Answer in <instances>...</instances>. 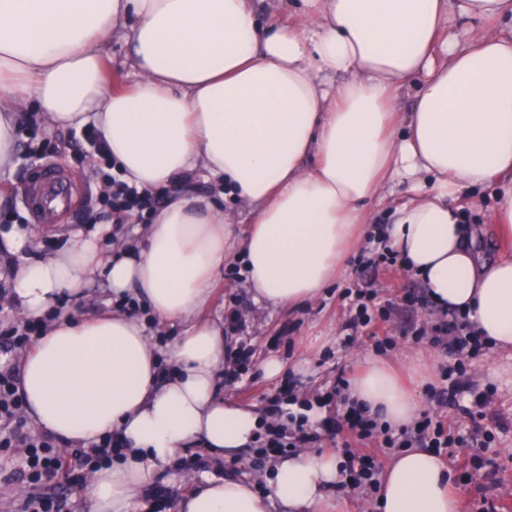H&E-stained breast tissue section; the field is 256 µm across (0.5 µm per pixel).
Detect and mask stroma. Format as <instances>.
Returning a JSON list of instances; mask_svg holds the SVG:
<instances>
[{
	"instance_id": "35a3bbf8",
	"label": "stroma",
	"mask_w": 512,
	"mask_h": 512,
	"mask_svg": "<svg viewBox=\"0 0 512 512\" xmlns=\"http://www.w3.org/2000/svg\"><path fill=\"white\" fill-rule=\"evenodd\" d=\"M18 148H25L30 132H37L46 144L48 162L65 170L71 178L72 209L60 216L58 224L36 223L21 198L28 189L33 170L23 159L0 166V193H9L15 207L11 224L26 229L36 256H46L70 241L74 231L90 233L94 226L86 221L85 194L89 187L100 186V179L88 169L82 154L70 141L71 132L42 122L35 109L18 112ZM460 204L469 223L481 226L483 232L477 242L479 251L494 257L503 242L491 231L495 201L490 190H476L463 195ZM388 243L367 240L359 252L347 258L346 273L332 281L321 296L312 302L294 306L259 304L246 285L242 275V254L234 252L226 258L216 272L212 298L202 311V317L222 318L228 310H237L244 322L242 334L228 338L230 347L248 342L250 357L240 380L232 385L220 384L221 399L234 401L241 406L265 412L269 399L293 396L292 412L311 405V420L320 422V450L345 457L347 452H358V445L344 448L335 445L327 423L335 415L336 403L328 394L336 381V368L348 364L352 373H359L369 359L380 357L390 360L393 368L410 387L416 388L421 409L434 412L430 400V387L445 385L444 371L454 366L455 360L448 352L433 348L428 341L416 340V329L430 325L440 315L413 273L402 264H374L359 267L360 256L377 257L387 251ZM361 288L374 294L376 303L386 304L398 295L411 294V304H399L392 310L390 320L384 323L378 339L358 335L347 341L344 323L350 300L347 290ZM276 359L282 371L267 377L262 364ZM497 391L486 408L487 425L495 426V441L488 448L476 449L477 461L483 466L484 478L477 481L460 469L456 461L465 456L462 448L444 450L453 488L459 498V512H479L482 497L512 503V384H496ZM280 452L269 448L251 446L243 449L234 460L213 457L203 443L196 442L181 449L175 456L169 473L163 474L155 484L144 487L137 494L143 503H151L154 491L164 493L165 512H178V501L202 478H237L251 482L260 493H267V478Z\"/></svg>"
}]
</instances>
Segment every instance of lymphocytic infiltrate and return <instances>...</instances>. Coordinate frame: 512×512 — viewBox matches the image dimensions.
Masks as SVG:
<instances>
[{"mask_svg": "<svg viewBox=\"0 0 512 512\" xmlns=\"http://www.w3.org/2000/svg\"><path fill=\"white\" fill-rule=\"evenodd\" d=\"M72 137L82 143L86 155L96 158L95 174L103 182L104 190L99 197L100 218H114L124 224L142 218L144 211L154 209L156 196L138 190L122 178L111 159L105 155L97 131L83 128L73 131ZM418 338L428 339L430 344L448 352L470 357L477 356L484 348L479 335L469 331L461 318H443L430 329L418 331ZM455 377L449 386L437 391L433 401L437 407L451 408L461 417H475L478 407L487 401V394H473L472 383L465 374L464 364L454 368ZM26 401L17 387L16 367L0 362V450L17 448L21 451L20 471L29 482L39 483L55 471L66 466L60 455L59 439L47 432H35L26 423ZM271 419L265 430V443L274 449L300 447L320 441L321 436L307 417L285 411L281 398L270 402ZM335 430L347 434L363 445L362 455L348 456L346 470L355 471L372 464L374 456L393 448H465L471 445H487L489 431H463L449 425L442 416H424L415 425L399 429L379 423L367 410L349 408L337 413Z\"/></svg>", "mask_w": 512, "mask_h": 512, "instance_id": "1", "label": "lymphocytic infiltrate"}]
</instances>
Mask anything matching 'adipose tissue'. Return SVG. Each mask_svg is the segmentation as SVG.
Segmentation results:
<instances>
[{
	"label": "adipose tissue",
	"mask_w": 512,
	"mask_h": 512,
	"mask_svg": "<svg viewBox=\"0 0 512 512\" xmlns=\"http://www.w3.org/2000/svg\"><path fill=\"white\" fill-rule=\"evenodd\" d=\"M302 2L304 23L263 26L253 0H0V165L14 152V111L31 103L56 126L94 124L138 188L201 170L254 213L239 240L221 209L180 194L141 243L113 255L97 242L108 224L40 259L24 232L0 240L18 258L16 304L47 321L18 368L30 418L73 444L110 431L127 443L90 476L91 512H134L137 492L188 443L228 459L255 443L260 415L217 395L224 328L198 318L234 245L256 301L315 300L364 234L368 205L406 185L381 236L436 304L512 353V253L482 257L458 204L466 190L493 188L494 229L512 238V0ZM128 19L138 79L112 90L103 46ZM411 84V111H397ZM101 274L115 298L181 325L169 375L140 319L57 315L61 298ZM348 396L397 428L419 410L383 359ZM343 479L337 458L301 451L278 461L271 495L207 478L179 508L269 512L274 498L286 512H333L328 491ZM376 508L458 512L445 461L423 448L395 455Z\"/></svg>",
	"instance_id": "adipose-tissue-1"
}]
</instances>
